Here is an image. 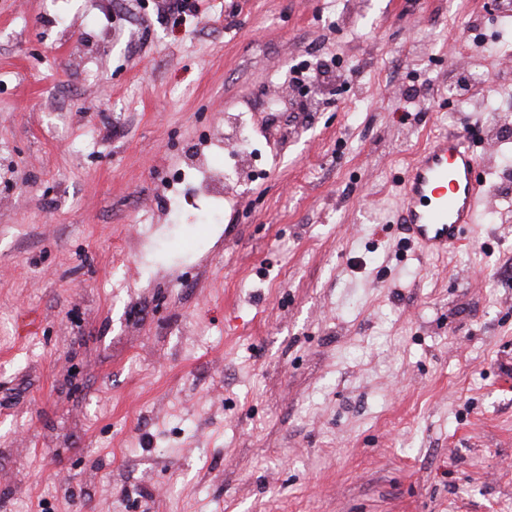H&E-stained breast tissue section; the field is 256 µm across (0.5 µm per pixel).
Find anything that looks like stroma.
<instances>
[{
    "mask_svg": "<svg viewBox=\"0 0 512 512\" xmlns=\"http://www.w3.org/2000/svg\"><path fill=\"white\" fill-rule=\"evenodd\" d=\"M512 0H0V512H512ZM309 61L318 104L272 110ZM485 74L476 87L473 75ZM243 113L267 174L185 201ZM489 205L400 245L428 140Z\"/></svg>",
    "mask_w": 512,
    "mask_h": 512,
    "instance_id": "35a3bbf8",
    "label": "stroma"
}]
</instances>
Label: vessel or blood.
I'll return each mask as SVG.
<instances>
[{
  "label": "vessel or blood",
  "mask_w": 512,
  "mask_h": 512,
  "mask_svg": "<svg viewBox=\"0 0 512 512\" xmlns=\"http://www.w3.org/2000/svg\"><path fill=\"white\" fill-rule=\"evenodd\" d=\"M483 161L469 134L433 138L400 184L397 222L425 256L448 253L469 239L487 203Z\"/></svg>",
  "instance_id": "obj_1"
}]
</instances>
